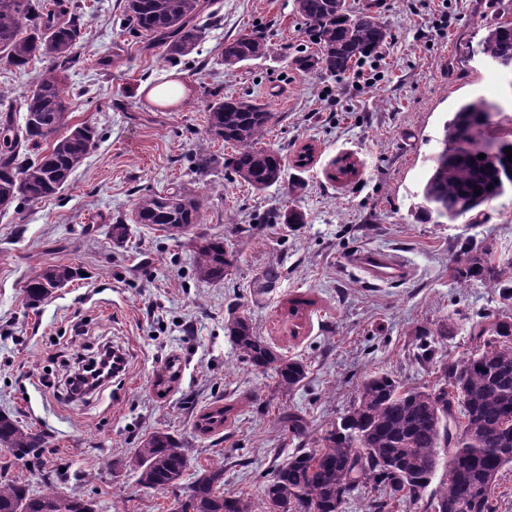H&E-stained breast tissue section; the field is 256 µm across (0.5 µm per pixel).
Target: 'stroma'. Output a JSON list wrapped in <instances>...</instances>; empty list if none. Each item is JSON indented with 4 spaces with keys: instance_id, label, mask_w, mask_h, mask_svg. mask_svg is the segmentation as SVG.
Masks as SVG:
<instances>
[{
    "instance_id": "35a3bbf8",
    "label": "stroma",
    "mask_w": 512,
    "mask_h": 512,
    "mask_svg": "<svg viewBox=\"0 0 512 512\" xmlns=\"http://www.w3.org/2000/svg\"><path fill=\"white\" fill-rule=\"evenodd\" d=\"M71 2L85 42L66 80V125L92 124L100 135L58 194L0 212V410L45 436L34 458L0 450V466L33 492L79 496L96 512H173L196 470L220 458L225 493L265 512L263 482L297 449L321 447L365 376L433 385L435 365L418 359L421 335L434 338L436 357L460 360L476 349L475 324L512 316V300L499 289L459 283L454 272L457 254L488 249L512 280V192L449 224L415 216L443 123L462 100L499 103L488 137L512 129L504 76L477 51L508 0H387L379 16L392 37L381 51L383 76L371 84L352 71L296 68L295 58L317 47L293 0H212L204 41L178 63L126 31L125 0ZM443 14L440 30L434 23ZM253 31L264 35V56L225 71L224 42ZM160 86L170 96L152 100ZM214 91L273 112L262 144L283 157L277 184L258 192L225 170L232 147L207 131ZM307 143L313 158L297 167ZM199 153L214 160L204 174L194 165ZM343 159L354 172L338 179ZM176 185L201 200L189 234L172 238L133 223L138 195ZM289 208L303 223H271ZM119 220L128 235L116 244L109 227ZM215 236L234 264L223 281L205 282L194 259ZM368 249L397 254L406 277L376 284L351 263ZM52 264L82 275L27 308L28 280ZM272 266L280 282L257 293ZM297 298L306 305L289 316ZM232 310L276 351L307 364L295 390L282 391L273 371L240 359L224 334ZM102 342L124 349L125 373L69 401L64 378L73 355ZM217 402L232 414L220 430L201 433L198 414ZM288 412L305 419V434L291 432ZM156 431L187 442L192 455L181 484L162 491L139 484L134 465Z\"/></svg>"
}]
</instances>
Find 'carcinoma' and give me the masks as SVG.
<instances>
[{"instance_id": "1", "label": "carcinoma", "mask_w": 512, "mask_h": 512, "mask_svg": "<svg viewBox=\"0 0 512 512\" xmlns=\"http://www.w3.org/2000/svg\"><path fill=\"white\" fill-rule=\"evenodd\" d=\"M294 10L309 23L308 35L318 46L316 55L295 60L302 71L342 75L391 38L376 12L355 10L347 0H294ZM201 12V0H126L124 22L132 33L166 46L170 56L184 57L204 38ZM82 40L79 17L59 0L54 8L46 0H0V61L23 70L40 56L51 60L21 98L0 87V212L59 193L98 140L97 127L86 123L58 135L66 74L81 62ZM480 52L512 73V19L486 28ZM264 54L265 38L251 32L224 41L219 64L232 71ZM497 111L498 105L478 97L444 123L421 190L427 217L451 223L512 190V163L504 152L512 148V132L485 136ZM17 112L23 113L21 124ZM207 112L210 134L234 147L225 168L257 191L280 181L282 156L260 146L271 119L264 105L215 92ZM481 153L485 158H478ZM200 209L197 197L169 188L139 196L132 221L179 237L200 223ZM231 264L222 237L197 248L195 270L204 281L224 280ZM458 265L463 281L501 282L491 263L463 256ZM76 277L69 265L44 267L25 286L27 307L38 308ZM226 331L241 359L256 370H273L283 390L306 378V364L276 352L248 317L229 314ZM477 338L483 344L476 352L440 363L439 380L430 388L405 389L386 374L366 376L350 409L322 437V447L297 449L264 483L267 512H345L351 496L368 487L378 492L368 512H395L418 501V491L428 489L439 471L432 512H495L492 490L501 471L512 466V321L498 319ZM44 443L42 434L0 413L1 449L23 458ZM191 461L187 445L158 432L138 449V481L154 490L177 486ZM223 487L221 460L196 472L178 512H253L250 499L227 495ZM0 512H94V506L51 489L34 494L0 474Z\"/></svg>"}]
</instances>
